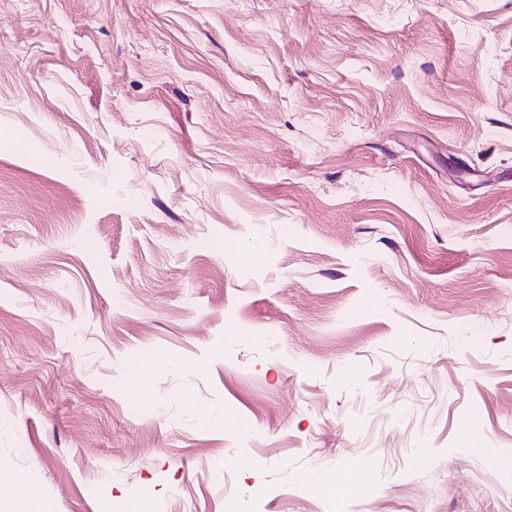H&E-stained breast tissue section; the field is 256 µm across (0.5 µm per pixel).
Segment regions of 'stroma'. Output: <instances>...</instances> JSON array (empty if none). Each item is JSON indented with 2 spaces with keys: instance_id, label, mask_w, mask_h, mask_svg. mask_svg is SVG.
<instances>
[{
  "instance_id": "stroma-1",
  "label": "stroma",
  "mask_w": 512,
  "mask_h": 512,
  "mask_svg": "<svg viewBox=\"0 0 512 512\" xmlns=\"http://www.w3.org/2000/svg\"><path fill=\"white\" fill-rule=\"evenodd\" d=\"M487 448L512 0H0V470L37 512H512ZM324 491L336 495V497H347L356 494L362 484L363 479L356 475L354 476H337L336 479L331 481H318L317 482Z\"/></svg>"
}]
</instances>
